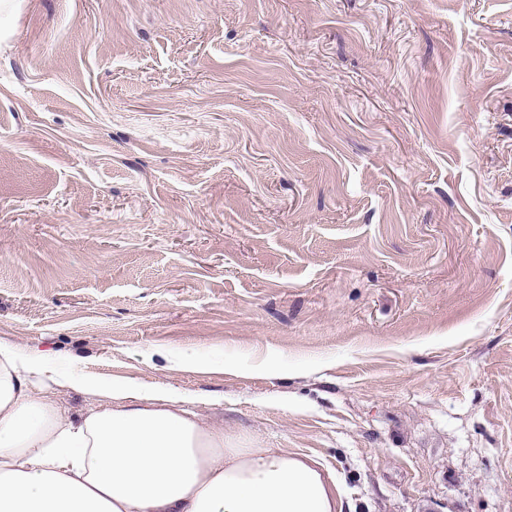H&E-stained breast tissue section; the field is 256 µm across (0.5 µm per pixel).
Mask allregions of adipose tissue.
<instances>
[{
  "label": "adipose tissue",
  "instance_id": "1",
  "mask_svg": "<svg viewBox=\"0 0 512 512\" xmlns=\"http://www.w3.org/2000/svg\"><path fill=\"white\" fill-rule=\"evenodd\" d=\"M45 374L0 341V512H342L311 456L243 447L144 387L72 418L40 394Z\"/></svg>",
  "mask_w": 512,
  "mask_h": 512
}]
</instances>
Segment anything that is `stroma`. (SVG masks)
Instances as JSON below:
<instances>
[{
	"instance_id": "35a3bbf8",
	"label": "stroma",
	"mask_w": 512,
	"mask_h": 512,
	"mask_svg": "<svg viewBox=\"0 0 512 512\" xmlns=\"http://www.w3.org/2000/svg\"><path fill=\"white\" fill-rule=\"evenodd\" d=\"M0 340L343 512H512V0H14Z\"/></svg>"
}]
</instances>
